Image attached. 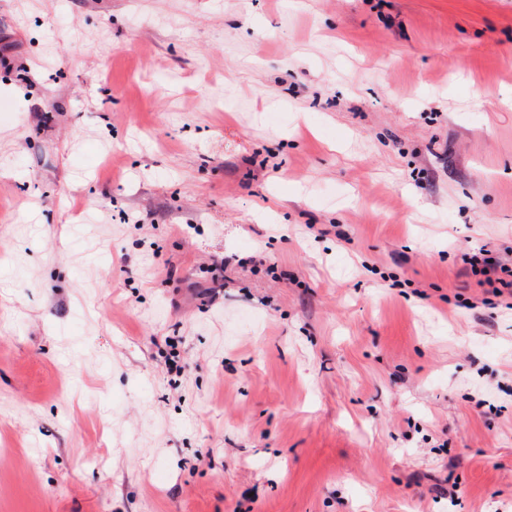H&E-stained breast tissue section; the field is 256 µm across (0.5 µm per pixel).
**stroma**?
I'll use <instances>...</instances> for the list:
<instances>
[{
    "instance_id": "stroma-1",
    "label": "stroma",
    "mask_w": 512,
    "mask_h": 512,
    "mask_svg": "<svg viewBox=\"0 0 512 512\" xmlns=\"http://www.w3.org/2000/svg\"><path fill=\"white\" fill-rule=\"evenodd\" d=\"M503 98L512 0H0V512H512ZM464 256L466 263L470 265L473 271L477 272V268L480 267L479 273L486 276V280L479 285L487 284L491 288H494L492 291L493 297L500 298L504 296V290L507 291L508 295L512 296V279L506 280L501 277L493 278V276L497 274L498 269L502 273H512V268H509L508 264L504 263L503 259L493 256L492 251L485 245L465 253Z\"/></svg>"
}]
</instances>
